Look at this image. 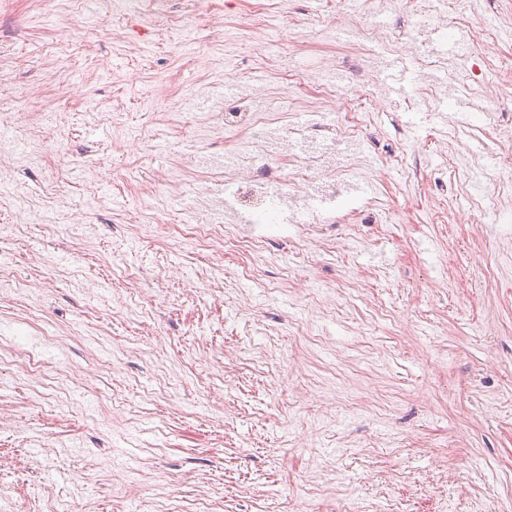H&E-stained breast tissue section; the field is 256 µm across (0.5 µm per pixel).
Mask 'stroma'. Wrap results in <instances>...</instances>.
Here are the masks:
<instances>
[{
    "mask_svg": "<svg viewBox=\"0 0 512 512\" xmlns=\"http://www.w3.org/2000/svg\"><path fill=\"white\" fill-rule=\"evenodd\" d=\"M252 2L84 0L77 15L71 0H0V127L50 114L67 157L16 175L48 223H24L0 194V225L20 228L0 235V263L39 288L0 291V349L38 364L0 365V512H512V204L427 221L441 190L465 193L460 156L500 152L512 83L423 69L481 128L448 133L433 111L408 122L390 88L393 63L428 55L405 42L403 12L382 17L379 57L296 27L279 60L373 92L368 150L389 160L366 171L376 221L241 220L262 249L221 234L202 246L171 197L201 196L209 175L168 119L200 87L266 85L260 40L224 52ZM134 131L161 157L127 145ZM146 187L148 210L135 205ZM42 323L56 348L35 349Z\"/></svg>",
    "mask_w": 512,
    "mask_h": 512,
    "instance_id": "stroma-1",
    "label": "stroma"
}]
</instances>
